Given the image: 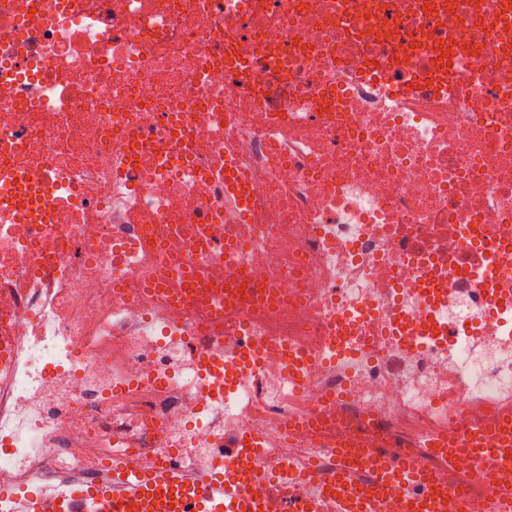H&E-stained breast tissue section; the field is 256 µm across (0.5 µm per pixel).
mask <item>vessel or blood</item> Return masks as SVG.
<instances>
[{"label": "vessel or blood", "mask_w": 512, "mask_h": 512, "mask_svg": "<svg viewBox=\"0 0 512 512\" xmlns=\"http://www.w3.org/2000/svg\"><path fill=\"white\" fill-rule=\"evenodd\" d=\"M449 466L471 465L489 512H512V419L490 428L471 426L435 440ZM312 493L296 512H464L469 500L452 481H439L407 455L376 448L363 453L340 449L327 471L310 469ZM265 474L244 462L193 472L165 461L146 470L109 463L89 482L64 479L62 489L32 491L27 482H0V497L12 512H268L254 491Z\"/></svg>", "instance_id": "1"}]
</instances>
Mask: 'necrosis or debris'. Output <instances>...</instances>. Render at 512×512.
Segmentation results:
<instances>
[{
	"mask_svg": "<svg viewBox=\"0 0 512 512\" xmlns=\"http://www.w3.org/2000/svg\"><path fill=\"white\" fill-rule=\"evenodd\" d=\"M19 2L0 0V344L21 341L0 475L171 448L202 468L245 436L272 475L356 441L432 470L426 439L512 416V19L490 0ZM448 39L447 91L382 84ZM166 267L243 288L219 337L210 309L147 293Z\"/></svg>",
	"mask_w": 512,
	"mask_h": 512,
	"instance_id": "1",
	"label": "necrosis or debris"
}]
</instances>
